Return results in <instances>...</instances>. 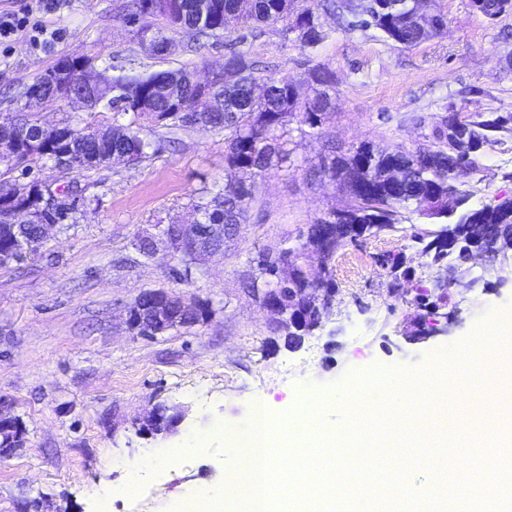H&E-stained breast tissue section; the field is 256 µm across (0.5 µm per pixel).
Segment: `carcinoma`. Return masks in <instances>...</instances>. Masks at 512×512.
Instances as JSON below:
<instances>
[{"instance_id":"carcinoma-1","label":"carcinoma","mask_w":512,"mask_h":512,"mask_svg":"<svg viewBox=\"0 0 512 512\" xmlns=\"http://www.w3.org/2000/svg\"><path fill=\"white\" fill-rule=\"evenodd\" d=\"M211 20L196 28L197 33L205 36L224 31L229 23L227 14L237 13L236 20L247 24L251 22L274 24L294 19L290 30L298 32L297 39L306 46H316L325 38L311 22L315 17V8L324 0H209ZM380 9L375 18L365 17L362 26L378 29L384 37L394 43L410 47L418 44V27L407 20L397 21V13L389 8L391 0H376ZM225 64L234 66L242 72L241 83L222 84L214 88L224 98V107L214 112H183L201 89L187 82L179 86L181 103L171 100L166 87L171 79L184 73V70L157 71L136 76L118 75L111 77L95 93V102H104L113 109V121L118 122L130 116L129 122L122 125L125 137L119 140L99 142L83 140L84 128H72L76 132L73 141L51 134L45 141V150L58 155L68 151L70 146L82 150L89 163L82 170L96 168L105 163L106 156L114 151L123 153L134 162L145 156L149 144L139 136V121L152 123L170 122L176 126H188L205 123L213 128L224 130L226 164L238 178L227 181L224 187L193 204V210L211 224L228 226L226 238L236 235L239 224L246 220V200L252 195L251 186L246 184L245 176L257 175L265 171L273 157L284 155L286 127L298 109H304L303 123L315 128L322 123L323 116L332 107V101L325 88L334 84V74L318 66L310 73V79L298 82L280 83L271 81L261 102H250L248 83L254 80L253 72L240 53L231 54ZM512 124V115L495 116L482 120L465 122L467 145L448 148V135L441 128L435 129L439 141L437 149L424 155L411 153L396 146L381 148L364 143L351 154L342 158H333L324 165L321 173L337 182L352 201L347 208L332 212L328 218L319 220L330 226L334 242L343 239L356 240L353 228L367 230L377 235L395 227L396 216L400 209H413L424 212V204L429 200L443 199L448 196V188L462 172H470L475 167V153L478 147L488 141V133L499 131ZM393 167H403L408 179L396 185L390 181L387 173ZM41 195L38 181L30 180L17 184L14 194L8 198L0 197V207L20 209L30 214L22 220L19 236L30 245L31 251L39 247L38 224L53 221L55 217L42 215L35 210ZM469 198H464L460 213L471 214L469 222L456 215L448 214L447 207L430 214L440 229L430 233L432 240L419 233L412 235L416 242L424 244L422 252L437 263L448 257L441 251L442 240L464 238L468 224H491L499 230L496 247L499 250L512 249V200H504L494 206L480 208L468 206ZM298 254L289 248L282 252L275 262L259 263V277L267 288H307V276L297 264Z\"/></svg>"}]
</instances>
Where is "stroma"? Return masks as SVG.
Masks as SVG:
<instances>
[{"label":"stroma","instance_id":"35a3bbf8","mask_svg":"<svg viewBox=\"0 0 512 512\" xmlns=\"http://www.w3.org/2000/svg\"><path fill=\"white\" fill-rule=\"evenodd\" d=\"M437 3L443 30L412 47L373 28L346 29L347 0L317 11L326 38L314 48L281 22L231 23L210 38L171 32V47L158 53L150 42L169 26L160 16L130 20L133 0H44L24 31L0 41V123L24 115L111 126L101 105L26 107L27 85L65 56L120 74L185 69L205 78L240 52L261 79L302 81L318 64L336 78L334 111L316 128L289 123L287 158L250 179L245 224L184 281L174 279L177 262L165 248L146 258L136 245L154 225L186 221L193 202L223 187V130L147 121L140 161L69 175L47 160L32 165V177L53 188L76 184L81 198L32 259L0 267V408L25 429L23 446L0 458V512H99L97 491L107 486L108 512H179L207 488L215 512H233L221 495L234 461L227 438L247 429L256 402L278 426L301 401L336 394L351 374L435 369L441 350L463 346L512 308V251L492 264L456 252L432 263L412 239L431 224L409 212L396 230L337 246L328 263L336 301L296 346L274 332L249 288L259 261L287 247L302 248L306 273L319 269L304 246L309 227L351 203L320 175L332 156L365 142L435 149L433 131L451 110L465 119L512 114V10L491 20L470 0ZM465 188L474 207L512 199L511 132L490 133ZM390 256L411 270L397 298L388 294ZM449 267L455 281L438 303L453 318L429 335L415 299ZM158 289L203 303L207 319L154 338L131 331L128 308ZM156 406L183 415L168 435L140 431Z\"/></svg>","mask_w":512,"mask_h":512}]
</instances>
